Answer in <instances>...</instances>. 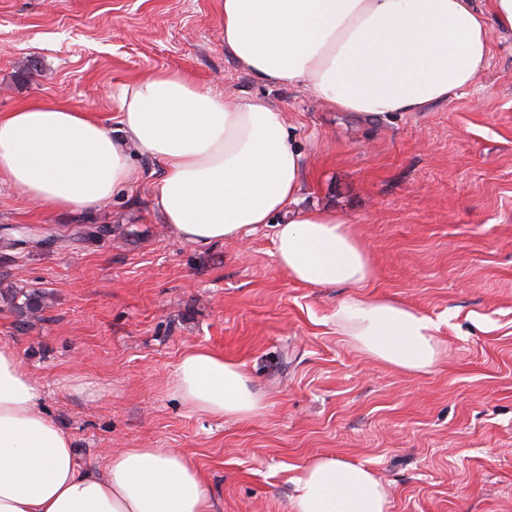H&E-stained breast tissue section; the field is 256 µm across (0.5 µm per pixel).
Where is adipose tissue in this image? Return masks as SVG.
<instances>
[{
    "mask_svg": "<svg viewBox=\"0 0 512 512\" xmlns=\"http://www.w3.org/2000/svg\"><path fill=\"white\" fill-rule=\"evenodd\" d=\"M224 50L270 86L306 88L361 117L422 112L479 77L489 27L512 32V0H223ZM119 128L33 98L0 115V178L60 211L93 210L134 180L133 156L163 169L162 221L206 247L272 226L279 269L311 288L358 287L368 252L344 215L303 208V156L283 108L161 70L117 93ZM336 326L378 360L429 371L440 327L403 304L349 296ZM191 409L246 421L266 409L238 364L197 348L170 379ZM41 387L0 343V512H211L199 468L166 448H128L103 471L80 468L73 444L40 407ZM289 512H389L363 465L319 456L294 480Z\"/></svg>",
    "mask_w": 512,
    "mask_h": 512,
    "instance_id": "1",
    "label": "adipose tissue"
}]
</instances>
